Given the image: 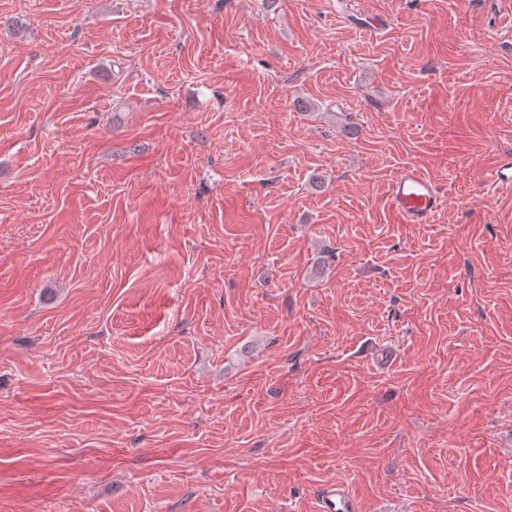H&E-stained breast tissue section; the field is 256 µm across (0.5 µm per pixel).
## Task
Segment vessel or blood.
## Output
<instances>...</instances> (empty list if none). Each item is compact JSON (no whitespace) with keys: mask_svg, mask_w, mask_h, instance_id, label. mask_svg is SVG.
<instances>
[{"mask_svg":"<svg viewBox=\"0 0 512 512\" xmlns=\"http://www.w3.org/2000/svg\"><path fill=\"white\" fill-rule=\"evenodd\" d=\"M387 204L402 224L429 223L442 204L436 181L417 171L405 169L393 179ZM353 496L341 482L326 483L317 498L316 512H353Z\"/></svg>","mask_w":512,"mask_h":512,"instance_id":"b4317fda","label":"vessel or blood"}]
</instances>
